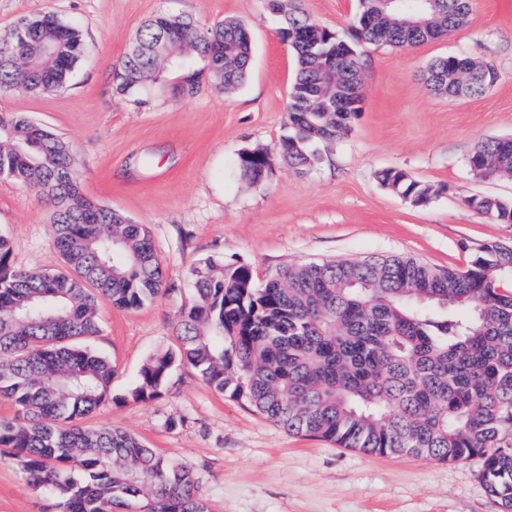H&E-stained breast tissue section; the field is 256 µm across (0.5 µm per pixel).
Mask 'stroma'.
<instances>
[{
    "instance_id": "obj_1",
    "label": "stroma",
    "mask_w": 512,
    "mask_h": 512,
    "mask_svg": "<svg viewBox=\"0 0 512 512\" xmlns=\"http://www.w3.org/2000/svg\"><path fill=\"white\" fill-rule=\"evenodd\" d=\"M299 2L313 21L355 42L357 0ZM40 8L77 23L88 51L66 87L38 97L0 93V112L24 113L76 150L83 195L148 225L172 286L135 311L99 302L92 345L117 372L111 401L84 426L120 428L193 468L211 512H496L476 458L381 457L292 435L185 363L158 397L137 401L131 392L143 363L174 346L191 273L206 261L242 262L262 283L292 265L393 255L463 268L484 246L512 245V224L466 205L475 195L512 201L511 179L484 182L468 166L479 141L512 135V0H474L465 27L415 48L355 42L363 109L347 134L320 145L316 167L277 160L257 185L240 178L238 156L277 147L294 71L282 18L267 0H0V36ZM161 12L204 27L243 20L254 43L244 85L227 94L209 77L192 97H173L163 82L116 93L114 66L141 23ZM446 55L491 62L499 80L477 98L438 95L423 72ZM388 168L435 195L412 205L379 181ZM0 235L12 268L62 264L51 210L32 187L0 179ZM57 502L0 455V512H59Z\"/></svg>"
}]
</instances>
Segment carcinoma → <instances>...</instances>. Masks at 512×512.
Returning <instances> with one entry per match:
<instances>
[{"label": "carcinoma", "instance_id": "carcinoma-1", "mask_svg": "<svg viewBox=\"0 0 512 512\" xmlns=\"http://www.w3.org/2000/svg\"><path fill=\"white\" fill-rule=\"evenodd\" d=\"M472 0H437L423 28L403 21L423 0H358V40L410 48L461 29ZM280 34L295 68L288 134L277 155L302 168L321 162L315 146L348 131L354 112L327 109L333 72L361 66L356 50L287 4ZM86 52L82 30L39 9L0 38V92L41 96L62 88ZM252 35L241 20L206 29L158 14L137 31L115 66V89L144 90L164 73L169 90L191 97L206 62L229 92L247 80ZM473 60L434 58L432 88L459 97L451 76ZM476 177L512 176V138L479 144ZM272 154L242 152L240 177L257 182ZM0 173L45 197L52 243L63 268L27 272L9 264L0 235V397L17 407L0 420V453L36 484L48 485L60 512H210L193 469L131 434L81 421L110 401L115 367L89 346L100 334L96 303L138 309L170 291L147 225L85 198L69 145L18 112H0ZM381 183L415 206L433 187L400 169ZM473 210L512 222V203L475 196ZM176 322L177 350L149 357L132 397L159 395L185 362L216 391L248 405L290 434L378 455L442 462L478 457L487 493L512 512V252L486 246L465 269H439L412 257H376L290 266L263 284L244 263L207 262Z\"/></svg>", "mask_w": 512, "mask_h": 512}]
</instances>
